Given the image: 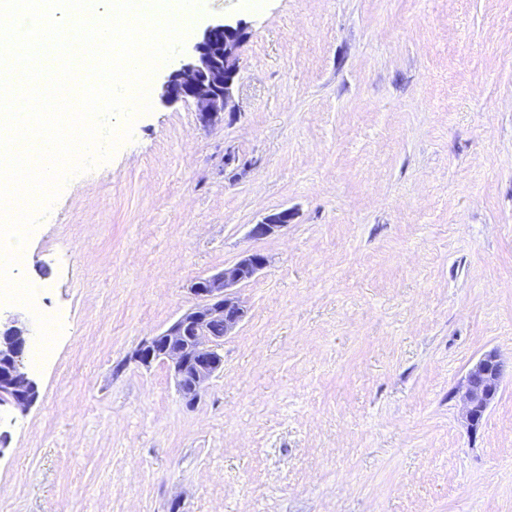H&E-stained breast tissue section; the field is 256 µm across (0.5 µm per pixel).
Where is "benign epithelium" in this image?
<instances>
[{
    "label": "benign epithelium",
    "mask_w": 512,
    "mask_h": 512,
    "mask_svg": "<svg viewBox=\"0 0 512 512\" xmlns=\"http://www.w3.org/2000/svg\"><path fill=\"white\" fill-rule=\"evenodd\" d=\"M245 31L246 25L240 21L224 20L207 26L189 61L164 83L162 99L168 103L189 101L202 125L213 124L232 108L241 35ZM291 220L292 213L281 210L253 225L251 236H271ZM266 263L263 254L252 252L214 274L198 278L190 286L196 303L163 332L142 343L134 360L144 365L158 359L167 362L181 396L188 404H194L222 367L224 337L231 335L246 317L247 310L233 288L250 282ZM214 323L224 326V335L211 333ZM2 327L12 328L14 335L0 336V406L24 412L36 398V384L22 369L30 336L18 315H4ZM503 378L504 360L494 349L468 368L455 391L468 427L475 429L481 424L501 391Z\"/></svg>",
    "instance_id": "benign-epithelium-1"
}]
</instances>
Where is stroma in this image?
Here are the masks:
<instances>
[{
	"label": "stroma",
	"instance_id": "stroma-1",
	"mask_svg": "<svg viewBox=\"0 0 512 512\" xmlns=\"http://www.w3.org/2000/svg\"><path fill=\"white\" fill-rule=\"evenodd\" d=\"M243 20L234 107L162 101L28 239L62 329L0 409V512H512V0H203ZM287 209L271 237L250 230ZM260 252L195 404L133 354L191 283ZM504 360L497 350L482 354L468 368L456 388L462 406V417L471 429H476L497 399L504 378Z\"/></svg>",
	"mask_w": 512,
	"mask_h": 512
}]
</instances>
